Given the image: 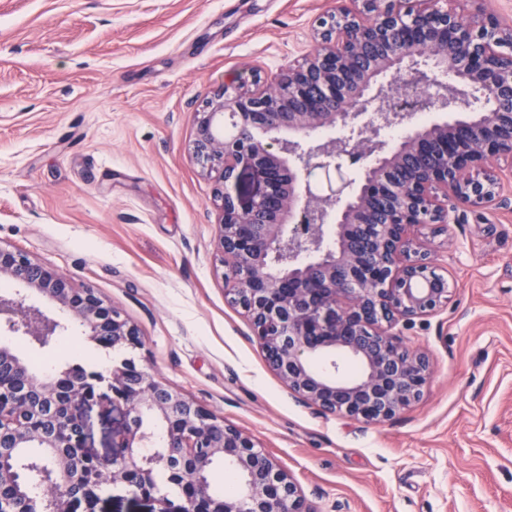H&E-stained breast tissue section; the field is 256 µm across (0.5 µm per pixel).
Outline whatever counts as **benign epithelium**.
I'll list each match as a JSON object with an SVG mask.
<instances>
[{
	"label": "benign epithelium",
	"instance_id": "benign-epithelium-1",
	"mask_svg": "<svg viewBox=\"0 0 512 512\" xmlns=\"http://www.w3.org/2000/svg\"><path fill=\"white\" fill-rule=\"evenodd\" d=\"M470 2L338 0L304 62L205 102L192 154L219 170L224 295L247 314L269 367L323 415L383 423L420 399L429 357L394 329L447 303L450 285L409 231L448 223L450 199L501 202L497 170L512 168V25ZM448 74L447 92L427 93ZM423 109L442 116L420 123ZM320 130L337 136L312 138ZM354 166L359 178L345 180ZM244 172L260 191H242ZM0 279L18 286L0 295V333L46 346L77 323L105 347L143 345L93 289L21 252L0 248ZM33 294L57 316L29 304ZM336 355L357 361L358 374L314 364ZM105 401L126 423L102 457L86 447L87 415ZM0 447L43 450L52 479L38 493L56 512H95L99 495L81 488L109 475L151 499L160 464L178 484V512H316L249 436L131 360L107 377L73 365L36 372L1 347ZM221 460L241 484L216 499L208 484ZM21 487V468L0 458V512Z\"/></svg>",
	"mask_w": 512,
	"mask_h": 512
}]
</instances>
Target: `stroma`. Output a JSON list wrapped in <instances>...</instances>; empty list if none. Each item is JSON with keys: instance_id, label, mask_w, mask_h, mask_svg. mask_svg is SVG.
<instances>
[{"instance_id": "35a3bbf8", "label": "stroma", "mask_w": 512, "mask_h": 512, "mask_svg": "<svg viewBox=\"0 0 512 512\" xmlns=\"http://www.w3.org/2000/svg\"><path fill=\"white\" fill-rule=\"evenodd\" d=\"M336 0H0V247L91 288L137 324L111 351L79 328L48 349L6 336L41 369L101 373L135 359L251 436L319 512H512V169L500 207L457 206L411 236L454 286L400 325L433 373L380 425L325 416L268 367L224 297L216 173L191 153L204 100L227 78L302 60ZM120 411L90 413L110 453ZM178 492L104 485L98 512H176Z\"/></svg>"}]
</instances>
